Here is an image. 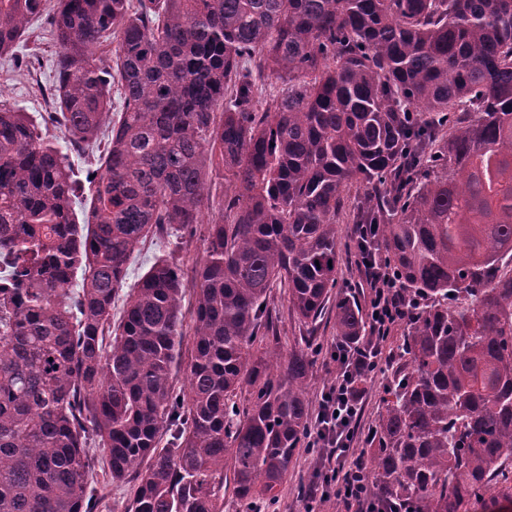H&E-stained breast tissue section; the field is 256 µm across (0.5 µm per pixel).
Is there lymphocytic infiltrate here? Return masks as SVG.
I'll list each match as a JSON object with an SVG mask.
<instances>
[{"label": "lymphocytic infiltrate", "mask_w": 512, "mask_h": 512, "mask_svg": "<svg viewBox=\"0 0 512 512\" xmlns=\"http://www.w3.org/2000/svg\"><path fill=\"white\" fill-rule=\"evenodd\" d=\"M352 235L368 335L358 341L338 340L332 353L338 371L334 381L322 389L308 431L309 447L320 449L321 454L304 492V512H322L332 500L340 512H402L401 507L379 503L370 495L369 461L359 443L369 404L363 383L389 363L383 344L393 330L413 319L414 305L376 245L377 225H354Z\"/></svg>", "instance_id": "obj_1"}]
</instances>
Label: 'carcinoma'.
<instances>
[{"mask_svg":"<svg viewBox=\"0 0 512 512\" xmlns=\"http://www.w3.org/2000/svg\"><path fill=\"white\" fill-rule=\"evenodd\" d=\"M47 2L0 0V57ZM52 11L64 143L0 104V512H98L122 485V512H224L228 480L242 512L278 501L309 429L312 362L255 345L276 285L301 321L325 315L344 216L381 225L418 300L371 493L416 512L511 501L512 0ZM112 39V58H94ZM76 149L96 165L86 187ZM207 165L232 195L212 198ZM206 210L191 278L156 260L114 318L136 248H183ZM334 309L336 335L365 334L355 302Z\"/></svg>","mask_w":512,"mask_h":512,"instance_id":"obj_1","label":"carcinoma"}]
</instances>
